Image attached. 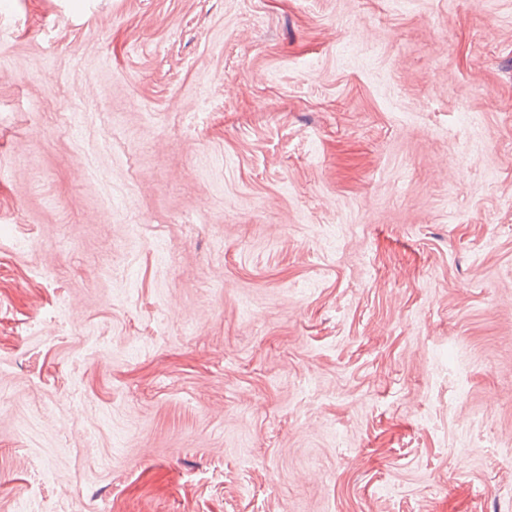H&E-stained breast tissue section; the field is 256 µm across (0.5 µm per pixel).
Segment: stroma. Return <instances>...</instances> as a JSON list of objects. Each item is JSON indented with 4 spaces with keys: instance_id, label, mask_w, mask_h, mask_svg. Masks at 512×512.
Segmentation results:
<instances>
[{
    "instance_id": "35a3bbf8",
    "label": "stroma",
    "mask_w": 512,
    "mask_h": 512,
    "mask_svg": "<svg viewBox=\"0 0 512 512\" xmlns=\"http://www.w3.org/2000/svg\"><path fill=\"white\" fill-rule=\"evenodd\" d=\"M76 503L512 512V0H0V512Z\"/></svg>"
}]
</instances>
